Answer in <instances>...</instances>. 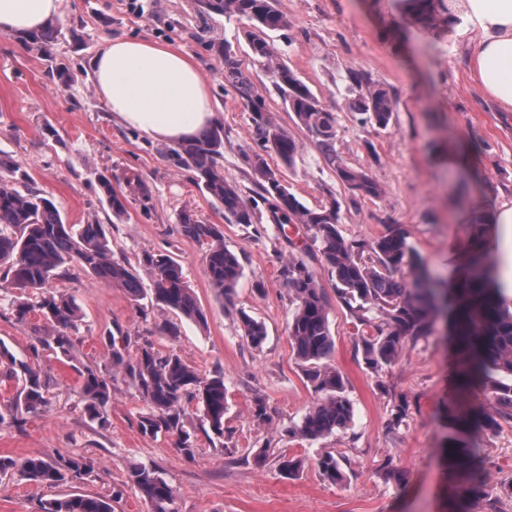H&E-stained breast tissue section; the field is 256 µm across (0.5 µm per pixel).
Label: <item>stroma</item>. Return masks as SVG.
Returning a JSON list of instances; mask_svg holds the SVG:
<instances>
[{"mask_svg":"<svg viewBox=\"0 0 512 512\" xmlns=\"http://www.w3.org/2000/svg\"><path fill=\"white\" fill-rule=\"evenodd\" d=\"M286 33H273L279 59L294 69L337 118L336 152L345 163L365 170L382 188L380 198L352 199L306 141L303 131L294 170L284 171L308 206L335 193L341 203V233L376 239L401 231L428 271L450 282L448 248L466 237L462 219L467 196L489 206L512 197V114L499 111L473 80L468 49L476 35L468 21L441 39L416 32L396 0H279ZM50 55L32 41L0 34V158L18 163L28 185L50 198L70 224L104 225L112 256L136 262L142 249L169 251L181 264L206 321L199 324L157 306L138 308L125 290L107 286L73 268L48 288L71 295L83 318L73 331L71 358L37 349L47 326L39 316L18 318L15 304L27 290L7 284L0 269V412H8L18 390L14 360L28 362L49 384L48 402L0 425V456L14 459L80 456L92 471L80 482L47 488L12 474L0 478V512H38L41 500L85 495L108 499L112 512H147L127 482L131 465L154 467L173 486L177 512H485L478 498L459 500L452 471L439 455L450 430L444 408L484 405L478 389L458 391L453 380L455 351L446 319L432 335L407 343L397 362L382 373L367 370L355 345V330L336 296L327 270L318 276L329 301L336 347L333 364L346 382L355 407L346 430L309 441L291 437L318 400L296 360L288 336L293 304L281 271L288 261L285 233L267 216L243 227L196 185L193 171L177 166L170 146L142 138L116 122L99 98L90 62L106 39H147L180 48L206 78L224 126V177L246 197L256 195L254 174L243 158L249 146L250 117L224 86L223 65L209 39L228 41L243 68L251 70L277 120L292 126L266 72L248 55L245 21L202 14L198 0H64L53 21ZM364 72L390 90L396 111L388 128L361 123L346 109L347 72ZM475 146L480 180L456 195L461 172L448 164L454 147ZM139 174L151 198L137 195L124 217L113 216L97 182L106 175L115 190ZM219 225L224 244L239 253L244 272L234 303L222 306L203 273L205 248L179 235L182 211ZM246 311L266 328L261 348L243 337L237 315ZM179 333L160 332L161 324ZM136 341H150L179 355L200 374L222 370L227 389L224 443L197 437L194 461L178 452L173 436L143 433L138 425L146 405L123 373L112 371L105 336L114 328ZM91 366L112 378L106 425L91 422L77 394V368ZM267 417L257 419L256 403ZM405 403L399 426L391 410ZM268 449L265 465L255 453ZM487 491L496 512H512V423L482 440ZM332 453L347 474L341 484L324 480L318 458ZM299 457L302 472L284 476L278 457Z\"/></svg>","mask_w":512,"mask_h":512,"instance_id":"1","label":"stroma"}]
</instances>
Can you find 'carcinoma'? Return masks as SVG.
Instances as JSON below:
<instances>
[{
	"instance_id": "carcinoma-1",
	"label": "carcinoma",
	"mask_w": 512,
	"mask_h": 512,
	"mask_svg": "<svg viewBox=\"0 0 512 512\" xmlns=\"http://www.w3.org/2000/svg\"><path fill=\"white\" fill-rule=\"evenodd\" d=\"M455 2L397 0V5L408 23L440 38L460 23ZM203 4L208 14L248 22L252 59L265 67L294 124L308 135L339 183L355 198L381 197L382 189L368 173L347 165L337 155L336 114L322 106L312 89L277 58L269 33L287 30L278 0H203ZM209 45L224 61V87L232 89L250 112L252 140L258 149L246 151L244 156L270 220L299 224L303 230L304 239L296 247L297 253L288 258L282 276L295 304L288 323L293 352L319 399L288 434L316 440L347 429L354 417L346 380L332 364L335 339L325 288L305 260V255L315 251L334 280L336 295L347 308L358 336L357 348L373 373L395 364L406 343L430 335L441 315H452L460 353L459 381L464 387L479 384L489 408L449 410L453 427L441 451L445 460L462 472L460 489L466 496L486 495V476L478 466L481 448L470 433H492L501 423L512 422V383H507L512 380V297L502 288L487 286L476 259L456 287H440L398 230L373 240L344 237L339 229L340 204L332 192L318 206L302 203L289 190L281 171L265 159L273 154L281 165L293 167L299 141L274 118L266 96L259 92L252 74L242 68L231 46L214 40ZM348 79L347 110L365 124L387 127L395 111L393 96L356 70L349 71ZM171 156L178 166L195 173L197 185L224 209V217L246 227L255 223L256 205L224 179V126L218 123L202 131L173 149ZM0 171V266L6 268L14 286L35 295L33 302L18 303L15 312L20 318L36 313L52 326L54 336L45 342L46 347L64 358L71 356V333L81 320L80 309L73 298L44 288L52 277L67 274L72 264L103 284L124 288L136 303L147 298L162 310L194 322L205 321L182 266L172 255L142 251L138 265L151 272L146 285L135 266L112 258L104 225L65 223L50 199L22 185L26 174L18 164L1 158ZM98 182L112 214L122 217L128 197L116 192L108 177L100 176ZM483 227L480 213L472 212L469 239L476 247L480 246ZM178 233L205 246L203 273L221 301L232 303L243 266L239 255L224 246L219 226L184 211ZM406 266L414 270L411 282L401 275ZM238 319L246 339L256 348L261 346L266 336L264 325L242 310ZM105 342L111 347L112 368L130 379L147 404L148 412L139 419L142 432L171 433L177 437L180 453L194 457L195 440L184 429L183 416L185 404L195 400L201 423L208 426V439L224 442V372L203 376L180 356L163 354L148 341L132 351L131 336L119 327L105 337ZM19 367L16 378L21 387L10 404V417L15 421L19 414L45 406L49 391L48 382L29 364L21 362ZM77 373L84 413L92 422L105 423L112 377L90 366L77 369ZM318 468L333 484L346 477L339 460L329 452L318 459ZM89 472L90 465L82 457L21 462L0 457V475L17 473L48 488L82 480ZM127 482L150 504L151 512H175V491L156 469L136 465L128 471ZM41 512H112V505L98 497L74 495L42 502Z\"/></svg>"
}]
</instances>
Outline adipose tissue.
<instances>
[{
	"mask_svg": "<svg viewBox=\"0 0 512 512\" xmlns=\"http://www.w3.org/2000/svg\"><path fill=\"white\" fill-rule=\"evenodd\" d=\"M63 0H0V33L30 38L62 15ZM478 38L472 74L500 111L512 112V0H466ZM91 79L115 119L143 137L186 142L217 121L206 79L177 48L144 39L108 40L91 60ZM493 247L481 255L494 287L512 291V200L487 218Z\"/></svg>",
	"mask_w": 512,
	"mask_h": 512,
	"instance_id": "adipose-tissue-1",
	"label": "adipose tissue"
}]
</instances>
